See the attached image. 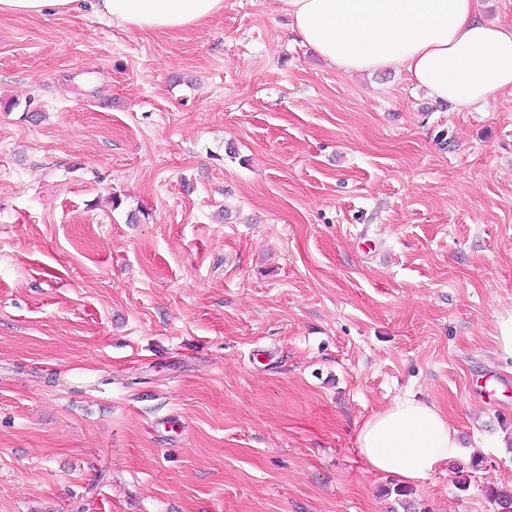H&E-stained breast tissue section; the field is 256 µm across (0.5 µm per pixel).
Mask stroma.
<instances>
[{
    "mask_svg": "<svg viewBox=\"0 0 512 512\" xmlns=\"http://www.w3.org/2000/svg\"><path fill=\"white\" fill-rule=\"evenodd\" d=\"M511 309L512 92L343 73L281 0L0 15V512H491ZM403 396L466 451L417 487L355 449ZM88 5L113 22L137 30L177 32L220 13L223 0H0V15H68ZM492 338L501 357L505 361L512 360V310L499 315Z\"/></svg>",
    "mask_w": 512,
    "mask_h": 512,
    "instance_id": "stroma-1",
    "label": "stroma"
}]
</instances>
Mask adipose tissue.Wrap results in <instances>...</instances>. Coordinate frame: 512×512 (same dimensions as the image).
<instances>
[{"label": "adipose tissue", "mask_w": 512, "mask_h": 512, "mask_svg": "<svg viewBox=\"0 0 512 512\" xmlns=\"http://www.w3.org/2000/svg\"><path fill=\"white\" fill-rule=\"evenodd\" d=\"M297 36L345 73L406 71L455 111L512 90V27L490 23L476 0H282ZM137 30L177 32L220 13L224 0H0V15H68L83 8ZM356 449L373 472L421 485L463 454L434 404L394 400L365 419Z\"/></svg>", "instance_id": "obj_1"}]
</instances>
